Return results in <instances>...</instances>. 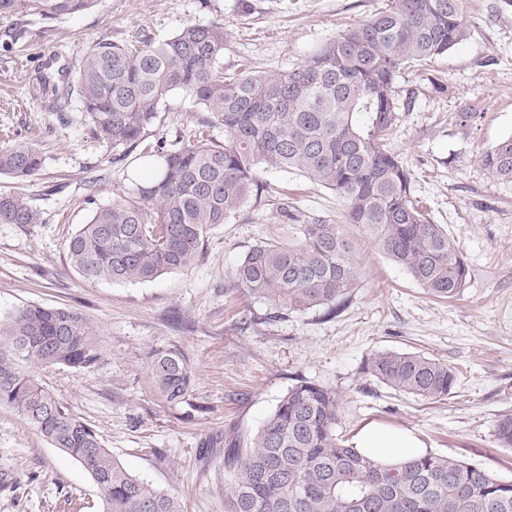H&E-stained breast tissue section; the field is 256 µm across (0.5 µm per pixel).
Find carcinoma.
<instances>
[{
	"mask_svg": "<svg viewBox=\"0 0 512 512\" xmlns=\"http://www.w3.org/2000/svg\"><path fill=\"white\" fill-rule=\"evenodd\" d=\"M98 0H0V15L53 21L87 11ZM468 35L461 0H388L365 22L328 40L285 71L224 73V26L188 23L171 37L136 44L102 39L75 70H61L60 99L77 95L94 136L122 161L139 152L153 180L93 211L70 239L68 257L85 280L152 281L189 267L206 233L227 221L261 184L257 170H297L336 193L345 222L403 266L427 294L453 299L468 266L448 233L411 198L399 156L386 145L397 119L394 84L401 68L443 55ZM193 98L209 118L192 140L168 148L148 129L172 91ZM224 126V141L207 135ZM482 165L512 181V136L484 153ZM39 153L18 145L0 151V175L17 181L41 167ZM280 213L298 236L260 242L245 254L234 285L267 309L330 313L355 287V245L341 225ZM27 196L0 194L1 224H37ZM98 329L68 307L29 305L0 323V405L24 415L54 448L77 460L95 481L102 512H183L177 497L132 476L99 434L31 375L30 367L91 370L102 362ZM370 372L391 389L443 399L455 385L448 364L415 353L385 351ZM155 384L181 402L191 375L175 350L155 353ZM335 390L309 381L288 389L240 448L224 449L230 480L224 512H512V481L453 457L427 453L384 466L336 435ZM495 439L512 447V414Z\"/></svg>",
	"mask_w": 512,
	"mask_h": 512,
	"instance_id": "carcinoma-1",
	"label": "carcinoma"
}]
</instances>
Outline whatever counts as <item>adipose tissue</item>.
I'll return each instance as SVG.
<instances>
[{
	"instance_id": "adipose-tissue-1",
	"label": "adipose tissue",
	"mask_w": 512,
	"mask_h": 512,
	"mask_svg": "<svg viewBox=\"0 0 512 512\" xmlns=\"http://www.w3.org/2000/svg\"><path fill=\"white\" fill-rule=\"evenodd\" d=\"M354 446L362 454L383 464L413 458L425 452L424 443L414 431L378 423L363 426L354 439Z\"/></svg>"
}]
</instances>
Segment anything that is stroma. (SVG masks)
<instances>
[{
  "label": "stroma",
  "instance_id": "1",
  "mask_svg": "<svg viewBox=\"0 0 512 512\" xmlns=\"http://www.w3.org/2000/svg\"><path fill=\"white\" fill-rule=\"evenodd\" d=\"M387 0H100L55 21L0 15V149L34 147L43 164L0 192L24 193L36 224L0 223V320L35 304L73 307L98 328L103 364L94 370L38 367L34 375L99 433L133 475L174 494L184 512H224V446L254 433L288 389L307 380L340 397L338 435L353 440L378 422L418 433L428 451L512 480V448L493 435L512 414V182L480 157L512 136V9L501 0H462L469 35L430 62L399 72L390 148L410 178L413 199L448 233L469 269L452 300L428 295L365 230L344 221L342 200L299 172L260 170L262 188L226 223L209 230L198 260L141 283L90 282L72 269L68 243L93 207L132 192L131 154L93 135L77 100L57 106L35 94L42 77L76 66L100 39H166L185 24L224 26L228 73L285 70L328 39L367 20ZM207 117L182 92L162 102L150 140L188 138ZM341 224L356 242V286L335 315L316 307L269 316L234 285V271L262 241L295 237L282 203ZM177 349L191 386L168 403L151 371L152 354ZM445 362L456 374L447 398L424 400L375 378L379 352ZM0 512H102L85 468L52 447L13 409L0 407Z\"/></svg>",
  "mask_w": 512,
  "mask_h": 512
}]
</instances>
